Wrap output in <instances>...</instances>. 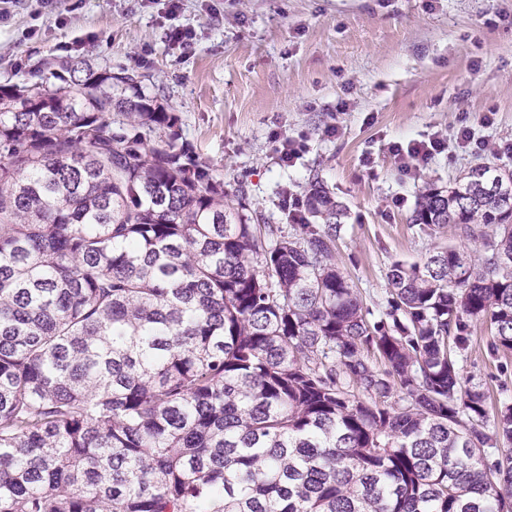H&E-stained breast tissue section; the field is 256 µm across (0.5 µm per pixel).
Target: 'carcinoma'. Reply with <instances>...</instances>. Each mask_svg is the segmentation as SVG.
Here are the masks:
<instances>
[{"instance_id":"obj_1","label":"carcinoma","mask_w":512,"mask_h":512,"mask_svg":"<svg viewBox=\"0 0 512 512\" xmlns=\"http://www.w3.org/2000/svg\"><path fill=\"white\" fill-rule=\"evenodd\" d=\"M179 139L84 59L0 86V512H512V403L486 433L453 355L512 351V172L424 188L485 255L395 263L375 318L323 182L285 235Z\"/></svg>"}]
</instances>
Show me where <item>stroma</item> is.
<instances>
[{
	"instance_id": "stroma-1",
	"label": "stroma",
	"mask_w": 512,
	"mask_h": 512,
	"mask_svg": "<svg viewBox=\"0 0 512 512\" xmlns=\"http://www.w3.org/2000/svg\"><path fill=\"white\" fill-rule=\"evenodd\" d=\"M178 26L190 45L170 42ZM63 57L135 76L225 191H244L254 223L292 233L285 201L319 178L346 209L336 264L373 313L393 263L484 253L481 237L411 217L426 185L479 164L512 171V0H181L173 15L166 0H0V85L36 81ZM464 127L489 149L446 150L415 176L389 151ZM279 132L305 143L292 164ZM490 341L489 322L473 324L457 361L496 406L512 401V351Z\"/></svg>"
}]
</instances>
